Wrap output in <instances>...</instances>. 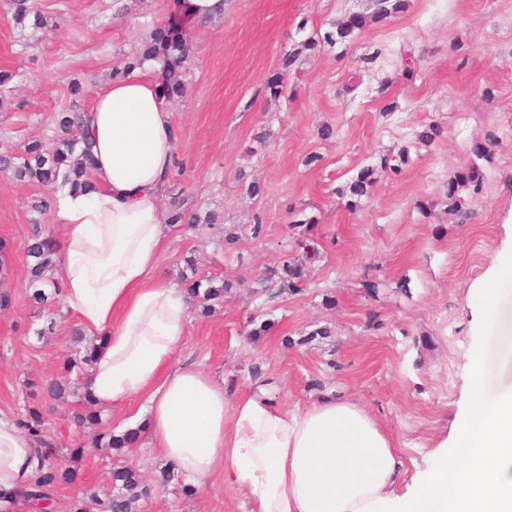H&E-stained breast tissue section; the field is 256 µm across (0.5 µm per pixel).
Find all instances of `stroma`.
<instances>
[{
	"label": "stroma",
	"instance_id": "stroma-1",
	"mask_svg": "<svg viewBox=\"0 0 512 512\" xmlns=\"http://www.w3.org/2000/svg\"><path fill=\"white\" fill-rule=\"evenodd\" d=\"M171 4L35 0V17L19 22L13 0H0V73L10 76L0 86V161L18 163L36 141L56 144L61 113L87 112L113 71L172 21ZM379 8L378 0H227L222 15L185 20L194 50L179 72L185 93L170 101L182 136L162 207L219 221L165 225L158 267L180 285L192 253L200 274L232 284L207 315L187 296L180 359L223 381L231 400L265 383L290 410L323 397L358 403L392 436L403 488L466 401L470 347L491 355L498 347L471 286L512 252V0H405L385 18ZM352 15L365 26L328 45L326 33ZM309 40L314 49H304ZM275 77L286 85L276 99L267 89ZM431 125L440 135L422 144ZM471 166L482 192L449 194V180ZM366 168L374 184L348 198ZM62 187L0 172V292L10 297L0 309V416L15 421L42 407L51 461L74 473L52 493L55 512H89L91 496L117 494L120 467L137 470L148 489L133 512H245L244 489L223 476L184 493L183 482H163L169 465L147 442L95 448L92 429L73 423L86 374L65 365L81 348L79 323L61 296L39 306L25 285L34 229L60 232ZM452 198L466 223L449 215ZM292 260L305 269L294 292L280 282ZM371 281L387 297H371ZM50 318L55 334L38 337ZM58 378L64 399L31 396L29 382Z\"/></svg>",
	"mask_w": 512,
	"mask_h": 512
}]
</instances>
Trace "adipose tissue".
Returning a JSON list of instances; mask_svg holds the SVG:
<instances>
[{
    "instance_id": "1",
    "label": "adipose tissue",
    "mask_w": 512,
    "mask_h": 512,
    "mask_svg": "<svg viewBox=\"0 0 512 512\" xmlns=\"http://www.w3.org/2000/svg\"><path fill=\"white\" fill-rule=\"evenodd\" d=\"M165 82L147 59L96 94L83 127L94 189L58 201L52 276L66 309L102 340L88 378L95 400L142 399L126 430L144 434L195 486L223 474L245 490L248 512H512V388L486 394L482 345L468 353V400L449 438L403 493L391 437L353 401L326 397L291 411L261 387L231 402L223 383L179 360L190 313L181 290L156 275L160 202L180 138ZM507 278L512 264L498 263L475 287L486 322L506 320ZM34 463L33 442L0 418V494L25 487Z\"/></svg>"
}]
</instances>
